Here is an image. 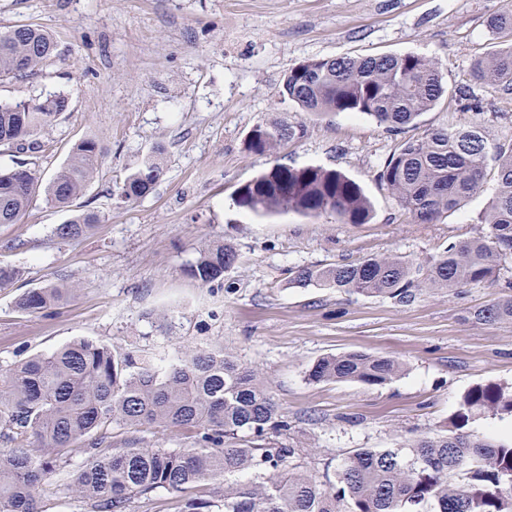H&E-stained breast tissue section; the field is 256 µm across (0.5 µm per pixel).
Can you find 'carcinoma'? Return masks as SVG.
<instances>
[{
	"instance_id": "1",
	"label": "carcinoma",
	"mask_w": 512,
	"mask_h": 512,
	"mask_svg": "<svg viewBox=\"0 0 512 512\" xmlns=\"http://www.w3.org/2000/svg\"><path fill=\"white\" fill-rule=\"evenodd\" d=\"M55 50L44 30L16 26L0 32V82L31 74ZM478 80L512 87V43L473 66ZM446 91L430 59L403 55L316 58L288 71L282 94L302 111L348 112L372 118L390 132L418 125ZM68 109L63 94L0 105V148L41 151L29 138ZM305 125L286 117L253 127L250 152L271 156L304 137ZM497 162L495 188L481 217L486 230L452 242L420 262L398 255L364 257L318 268L299 266L293 281L346 294L412 303L427 289L483 287L499 281L512 260V145L491 142L474 125L433 128L403 141L387 157L379 177L418 224H432L482 192L487 158ZM101 164L92 141L77 144L69 160L44 187L47 201L66 208ZM160 175L152 160L129 173L118 198L133 202ZM41 183L36 161L0 170V224H17ZM238 193L256 214L336 215L345 224H366L372 207L361 187L335 170L275 164L266 180ZM95 213L57 225L61 240L87 234ZM238 261L233 245L199 251L185 272L203 285L221 280ZM70 288L33 289L15 301L17 311L38 313L60 302ZM479 323L512 322V293L475 310ZM404 365L383 355L353 351L329 355L310 368L314 382H358L383 386ZM492 411L512 416V389L477 385L463 397L437 433L398 448H358L321 480L298 470V449L271 441L290 429L257 373L215 350H186L168 362L77 339L50 353L0 368V512H43L41 491L70 465L75 442L85 459L71 488L93 512H126L134 496L163 488L181 492L211 481L222 485L215 499L186 500L180 512H512V441L480 437L470 424ZM185 426L196 430V447L181 450L100 445L114 426Z\"/></svg>"
}]
</instances>
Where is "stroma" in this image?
<instances>
[{
  "mask_svg": "<svg viewBox=\"0 0 512 512\" xmlns=\"http://www.w3.org/2000/svg\"><path fill=\"white\" fill-rule=\"evenodd\" d=\"M512 0H0V31L46 30L56 49L31 75L0 83V103L66 93L69 109L40 134L43 179L74 144L94 141L101 165L69 208L36 193L17 224H0V265L18 272L0 287V368L80 338L152 358L188 347L224 349L259 372L300 447L301 470L322 476L357 448H396L436 433L473 386L512 387V323L473 322L474 310L506 292L512 274L486 287L421 294L402 306L380 297L301 288L299 266L368 255L418 260L479 234L491 196L483 191L432 224L413 223L378 172L402 134L345 112L301 111L280 93L285 74L314 58L413 52L432 59L446 92L419 130L476 122L512 143V89L472 76L475 59L506 47L488 18ZM305 136L276 161L246 148L251 129L280 113ZM163 175L132 203L114 198L120 179L149 156ZM316 166L356 181L370 199L367 224L336 215H257L238 189L272 164ZM92 212L88 234L60 240L57 224ZM231 242L239 263L204 286L185 269L198 249ZM72 288L37 314L15 308L24 292ZM360 351L404 362L390 383L313 382L321 357ZM194 446L188 427H112L103 442ZM155 490L127 512H179L183 498Z\"/></svg>",
  "mask_w": 512,
  "mask_h": 512,
  "instance_id": "obj_1",
  "label": "stroma"
}]
</instances>
